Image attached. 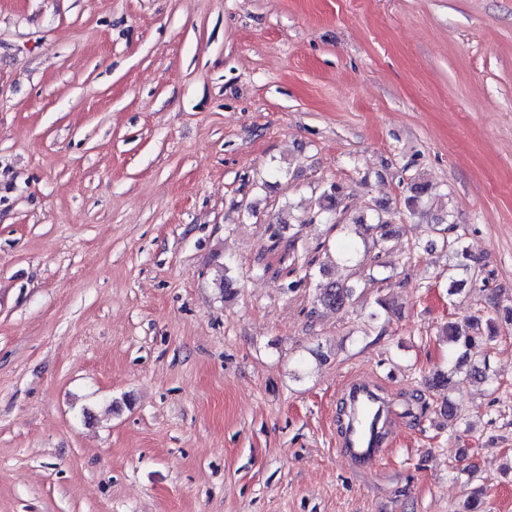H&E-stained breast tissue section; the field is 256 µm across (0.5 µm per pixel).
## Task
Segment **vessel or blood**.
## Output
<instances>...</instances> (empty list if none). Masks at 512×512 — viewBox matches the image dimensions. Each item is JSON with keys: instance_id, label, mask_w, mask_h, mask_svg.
Returning a JSON list of instances; mask_svg holds the SVG:
<instances>
[{"instance_id": "obj_1", "label": "vessel or blood", "mask_w": 512, "mask_h": 512, "mask_svg": "<svg viewBox=\"0 0 512 512\" xmlns=\"http://www.w3.org/2000/svg\"><path fill=\"white\" fill-rule=\"evenodd\" d=\"M348 418L341 446L350 464L363 466L379 457L389 445L391 406L371 381L356 377L343 388Z\"/></svg>"}]
</instances>
